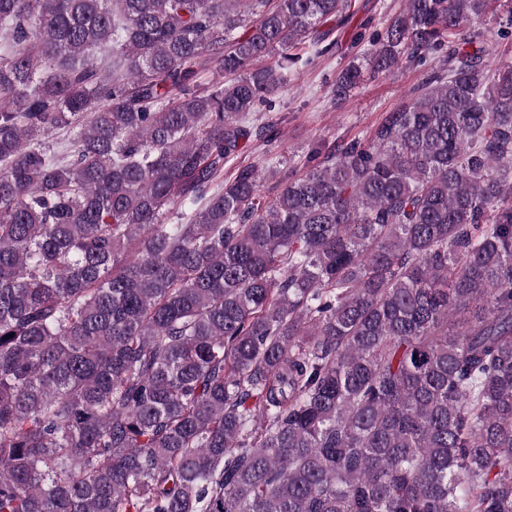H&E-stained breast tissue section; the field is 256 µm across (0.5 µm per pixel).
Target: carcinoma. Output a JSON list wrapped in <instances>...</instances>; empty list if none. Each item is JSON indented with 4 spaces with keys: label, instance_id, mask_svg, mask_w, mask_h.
<instances>
[{
    "label": "carcinoma",
    "instance_id": "1",
    "mask_svg": "<svg viewBox=\"0 0 512 512\" xmlns=\"http://www.w3.org/2000/svg\"><path fill=\"white\" fill-rule=\"evenodd\" d=\"M351 7L0 0V512H512V0H404L331 100L408 101L224 180Z\"/></svg>",
    "mask_w": 512,
    "mask_h": 512
}]
</instances>
